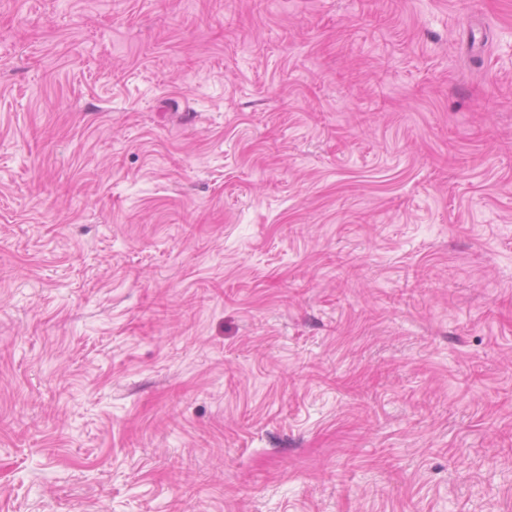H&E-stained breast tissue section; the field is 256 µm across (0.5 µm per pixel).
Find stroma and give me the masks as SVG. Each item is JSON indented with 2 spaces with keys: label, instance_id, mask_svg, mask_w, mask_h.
Returning <instances> with one entry per match:
<instances>
[{
  "label": "stroma",
  "instance_id": "obj_1",
  "mask_svg": "<svg viewBox=\"0 0 512 512\" xmlns=\"http://www.w3.org/2000/svg\"><path fill=\"white\" fill-rule=\"evenodd\" d=\"M0 512H512V0H0Z\"/></svg>",
  "mask_w": 512,
  "mask_h": 512
}]
</instances>
